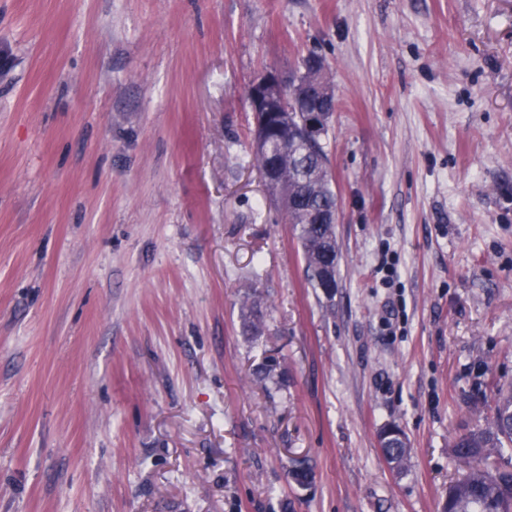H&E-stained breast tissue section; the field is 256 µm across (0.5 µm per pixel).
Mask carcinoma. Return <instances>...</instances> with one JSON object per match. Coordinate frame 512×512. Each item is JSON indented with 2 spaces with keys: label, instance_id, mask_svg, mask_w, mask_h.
<instances>
[{
  "label": "carcinoma",
  "instance_id": "cac0c4a2",
  "mask_svg": "<svg viewBox=\"0 0 512 512\" xmlns=\"http://www.w3.org/2000/svg\"><path fill=\"white\" fill-rule=\"evenodd\" d=\"M272 158L278 161L279 178L296 185L305 180L309 194L298 207L286 213L302 250L309 283L314 288H324L322 270L326 267V247L337 244L335 225L318 224V214L336 206V191L329 169L326 145L322 140L311 144H288L281 147L280 137L272 136ZM242 329L255 336L262 329V317L254 306L244 299ZM402 431L395 425L384 428L379 442L385 459L397 469L405 468L408 461V442L401 438ZM508 441L512 443V395L500 394L496 415L488 428L471 430L459 436L454 444L456 455L473 462L467 475L448 488V512H512V470L491 469L481 464L487 448H497ZM289 478L299 487L306 486L312 477L308 465L297 460L288 470Z\"/></svg>",
  "mask_w": 512,
  "mask_h": 512
}]
</instances>
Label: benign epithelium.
Wrapping results in <instances>:
<instances>
[{"label": "benign epithelium", "instance_id": "benign-epithelium-1", "mask_svg": "<svg viewBox=\"0 0 512 512\" xmlns=\"http://www.w3.org/2000/svg\"><path fill=\"white\" fill-rule=\"evenodd\" d=\"M303 69V73L289 80L276 70H267L256 76L249 85L248 102L256 123L252 143L255 153L263 154L267 151L274 129L272 118L281 112H291L298 108L305 112L298 135V141L302 143H311L327 130L332 116L330 105L336 103V97L333 86L321 79L325 62L320 56L312 54L305 60ZM260 174L277 204L283 210H288L291 199L288 192L278 189L276 167L267 164Z\"/></svg>", "mask_w": 512, "mask_h": 512}]
</instances>
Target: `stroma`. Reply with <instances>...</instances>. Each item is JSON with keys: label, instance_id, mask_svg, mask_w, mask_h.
Listing matches in <instances>:
<instances>
[{"label": "stroma", "instance_id": "35a3bbf8", "mask_svg": "<svg viewBox=\"0 0 512 512\" xmlns=\"http://www.w3.org/2000/svg\"><path fill=\"white\" fill-rule=\"evenodd\" d=\"M313 51L329 299L246 96ZM509 386L512 0H0V512H446ZM404 433L396 425L384 428L379 435V442L385 459L395 464L398 470L405 468L408 461V442ZM405 436V435H404Z\"/></svg>", "mask_w": 512, "mask_h": 512}]
</instances>
